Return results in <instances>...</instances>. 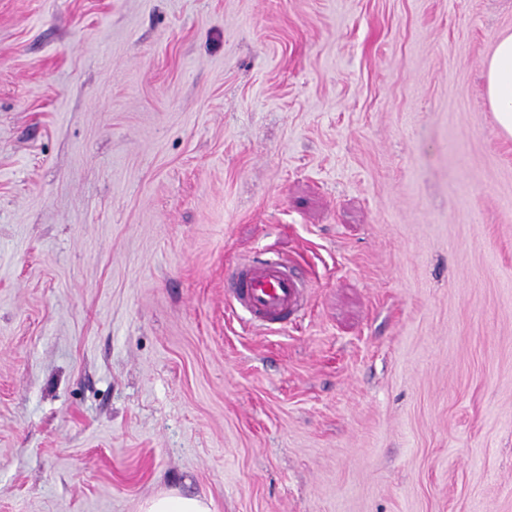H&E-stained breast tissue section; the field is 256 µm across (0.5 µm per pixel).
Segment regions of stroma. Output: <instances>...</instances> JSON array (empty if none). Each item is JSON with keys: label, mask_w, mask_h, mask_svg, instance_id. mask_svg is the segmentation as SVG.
<instances>
[{"label": "stroma", "mask_w": 512, "mask_h": 512, "mask_svg": "<svg viewBox=\"0 0 512 512\" xmlns=\"http://www.w3.org/2000/svg\"><path fill=\"white\" fill-rule=\"evenodd\" d=\"M512 0H0V512H512ZM312 288L245 327L224 272ZM486 92L502 132L512 136V34L497 36L485 66ZM224 292L234 311L250 315V327L285 325L307 303L310 284L294 266L269 257L235 265L224 280ZM142 512H210L199 498L162 493L144 502Z\"/></svg>", "instance_id": "obj_1"}]
</instances>
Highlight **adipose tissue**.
I'll return each mask as SVG.
<instances>
[{
  "label": "adipose tissue",
  "mask_w": 512,
  "mask_h": 512,
  "mask_svg": "<svg viewBox=\"0 0 512 512\" xmlns=\"http://www.w3.org/2000/svg\"><path fill=\"white\" fill-rule=\"evenodd\" d=\"M486 92L505 135L512 136V34L497 36L485 66Z\"/></svg>",
  "instance_id": "adipose-tissue-1"
}]
</instances>
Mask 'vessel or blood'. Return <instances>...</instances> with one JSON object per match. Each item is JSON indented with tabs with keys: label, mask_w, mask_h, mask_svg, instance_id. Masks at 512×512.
Masks as SVG:
<instances>
[{
	"label": "vessel or blood",
	"mask_w": 512,
	"mask_h": 512,
	"mask_svg": "<svg viewBox=\"0 0 512 512\" xmlns=\"http://www.w3.org/2000/svg\"><path fill=\"white\" fill-rule=\"evenodd\" d=\"M232 307L250 315V325L266 329L287 324L307 303L310 284L293 265L269 257L235 265L224 280Z\"/></svg>",
	"instance_id": "obj_1"
}]
</instances>
